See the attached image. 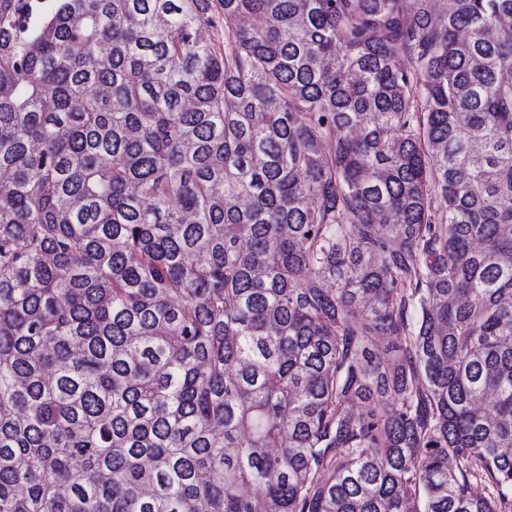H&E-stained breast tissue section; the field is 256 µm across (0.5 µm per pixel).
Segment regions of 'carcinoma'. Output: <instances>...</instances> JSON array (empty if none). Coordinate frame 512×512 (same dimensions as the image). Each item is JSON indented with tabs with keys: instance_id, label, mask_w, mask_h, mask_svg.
Wrapping results in <instances>:
<instances>
[{
	"instance_id": "obj_1",
	"label": "carcinoma",
	"mask_w": 512,
	"mask_h": 512,
	"mask_svg": "<svg viewBox=\"0 0 512 512\" xmlns=\"http://www.w3.org/2000/svg\"><path fill=\"white\" fill-rule=\"evenodd\" d=\"M0 171V512H512V0H0Z\"/></svg>"
}]
</instances>
